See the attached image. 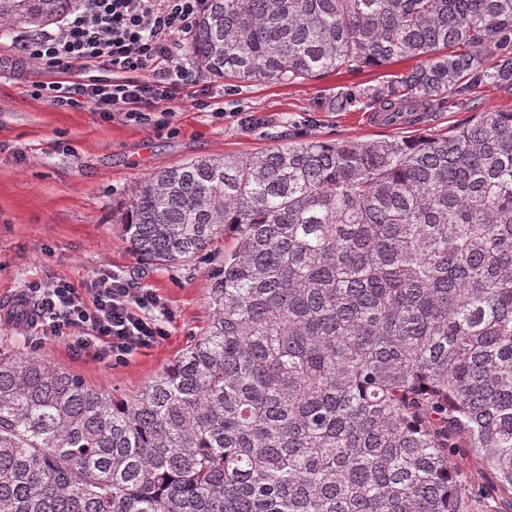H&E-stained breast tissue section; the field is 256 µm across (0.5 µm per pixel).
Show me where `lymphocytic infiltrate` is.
Wrapping results in <instances>:
<instances>
[{
    "label": "lymphocytic infiltrate",
    "mask_w": 512,
    "mask_h": 512,
    "mask_svg": "<svg viewBox=\"0 0 512 512\" xmlns=\"http://www.w3.org/2000/svg\"><path fill=\"white\" fill-rule=\"evenodd\" d=\"M207 3L82 0L53 27L17 38V51L47 75L31 83V96L169 129L175 101L196 83L178 48L192 39ZM29 291L42 334L77 330L76 343L87 353L120 360L165 334L159 298L117 274L98 277L83 294L61 280Z\"/></svg>",
    "instance_id": "f902f5d3"
}]
</instances>
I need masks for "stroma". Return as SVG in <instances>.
Instances as JSON below:
<instances>
[{
  "label": "stroma",
  "mask_w": 512,
  "mask_h": 512,
  "mask_svg": "<svg viewBox=\"0 0 512 512\" xmlns=\"http://www.w3.org/2000/svg\"><path fill=\"white\" fill-rule=\"evenodd\" d=\"M24 26L0 33V339L75 375L93 389L131 397L201 335L212 315L205 288L209 264L144 263L123 237L121 214L133 187L154 171L197 156L249 155L288 140L365 141L444 133L472 113L512 109V90L486 84L470 101H449L425 126L381 125L360 104L324 108L340 87L374 85L408 70V63L329 73L294 85L236 83L198 77L192 97L174 104L172 132L126 119L100 118L89 108L64 110L31 97L41 74L17 60L13 44ZM223 102L216 119L207 103ZM118 274L150 288L168 312L167 336L125 359L77 354L71 335L43 336L10 319L19 293L35 282H69L85 290L97 277ZM452 460L469 512H512V497L492 489V477L467 448Z\"/></svg>",
  "instance_id": "35a3bbf8"
}]
</instances>
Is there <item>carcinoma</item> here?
I'll return each mask as SVG.
<instances>
[{
    "instance_id": "carcinoma-1",
    "label": "carcinoma",
    "mask_w": 512,
    "mask_h": 512,
    "mask_svg": "<svg viewBox=\"0 0 512 512\" xmlns=\"http://www.w3.org/2000/svg\"><path fill=\"white\" fill-rule=\"evenodd\" d=\"M79 0H0V29ZM197 71L413 122L512 89V0H208ZM152 265L208 262L206 331L128 399L0 348V512H466L449 449L512 492V110L442 134L290 140L133 189Z\"/></svg>"
}]
</instances>
